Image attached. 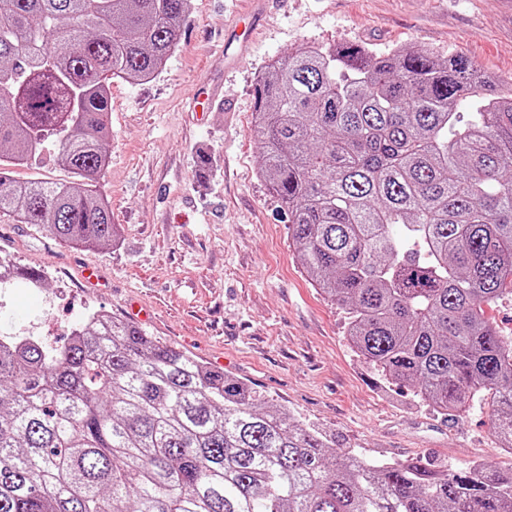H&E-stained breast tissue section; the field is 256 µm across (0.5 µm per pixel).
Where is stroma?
Wrapping results in <instances>:
<instances>
[{
  "label": "stroma",
  "instance_id": "35a3bbf8",
  "mask_svg": "<svg viewBox=\"0 0 512 512\" xmlns=\"http://www.w3.org/2000/svg\"><path fill=\"white\" fill-rule=\"evenodd\" d=\"M254 25L243 58L225 60L226 29ZM362 43L439 56L463 53L512 83V10L503 0H190L178 47L153 78L113 80L109 166L101 181L120 234L75 249L0 215V335L58 341L93 312L127 319L138 303L150 335L244 381L258 403L377 462L414 457L459 469H512L485 410L444 418L389 386L346 336L347 312L312 285L289 246L285 206L261 175L255 88L301 44ZM209 165L198 171L196 159ZM93 267L97 285L84 281ZM43 272L42 287L20 275Z\"/></svg>",
  "mask_w": 512,
  "mask_h": 512
}]
</instances>
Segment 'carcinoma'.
<instances>
[{
	"mask_svg": "<svg viewBox=\"0 0 512 512\" xmlns=\"http://www.w3.org/2000/svg\"><path fill=\"white\" fill-rule=\"evenodd\" d=\"M188 5L0 0V213L66 246L112 245L110 85L161 71ZM256 100L290 247L346 307L353 347L442 416L488 409L512 454V338L486 314L512 298V86L462 53L301 45ZM49 139L76 181H16ZM0 512H512V471L338 449L96 313L61 347L0 340Z\"/></svg>",
	"mask_w": 512,
	"mask_h": 512,
	"instance_id": "cac0c4a2",
	"label": "carcinoma"
}]
</instances>
